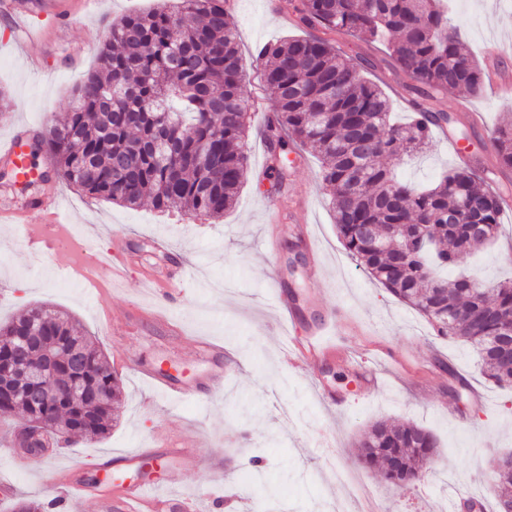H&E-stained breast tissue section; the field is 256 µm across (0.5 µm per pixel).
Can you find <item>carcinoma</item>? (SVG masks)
<instances>
[{"mask_svg":"<svg viewBox=\"0 0 512 512\" xmlns=\"http://www.w3.org/2000/svg\"><path fill=\"white\" fill-rule=\"evenodd\" d=\"M441 2L281 0V10L310 33L259 51L272 112L263 176L279 192L304 154L316 155L337 237L357 266L424 316L435 335L469 346L486 379L512 387V280L487 285L446 276L472 248L498 237L506 192L467 161L426 189L397 180L381 162L428 146L433 128L457 122L435 108L438 97L459 90L476 96L485 85L483 66L448 32ZM341 35L388 38L392 66L412 80V121L392 122L390 99L364 76L365 64L344 57ZM243 73L228 0H161L112 21L97 67L72 89L67 116L40 134V144L57 175L86 194L127 207L148 199L159 211L220 219L249 171ZM493 144L497 166L512 169V122L494 131ZM466 200L479 206L473 220L482 228L472 237L448 223ZM29 331L51 343L59 382L86 396L55 392L32 403L0 394V411L23 418L12 440L26 428L43 444L52 434L71 447L106 436L123 387L105 353L68 314L39 305L0 323L1 362ZM357 447L365 465L405 482L439 442L419 425L380 420Z\"/></svg>","mask_w":512,"mask_h":512,"instance_id":"obj_1","label":"carcinoma"}]
</instances>
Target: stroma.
I'll use <instances>...</instances> for the list:
<instances>
[{"mask_svg":"<svg viewBox=\"0 0 512 512\" xmlns=\"http://www.w3.org/2000/svg\"><path fill=\"white\" fill-rule=\"evenodd\" d=\"M156 4L100 0L96 15L76 11L62 21L46 19L45 36L32 47L45 62L40 75L28 73L20 53L0 42V88L14 103L9 123L0 124V139L18 125L46 127L63 119L71 88L97 64L96 53L80 52L85 26ZM231 5L246 74L243 95L250 105V169L235 206L223 218L164 215L147 203L121 206L57 177L36 192L56 196L68 210L54 230L64 252L50 248L33 255L22 234L0 223V322L37 303L67 311L82 331L96 337L124 390V405L110 433L97 442L59 449L56 461L82 470L102 455L127 452L157 437L175 440L196 427L206 437L194 460H156L151 479L165 484L167 493L196 499L200 512H247L257 492L280 500L283 512H331V504L345 497L357 498L359 512H447L452 487L484 501L487 512H499L487 471L494 453L512 451V388L486 381L474 352L436 336L424 317L357 267L336 235L330 191L316 157L293 169L283 212L270 220L265 207L270 183L260 177L266 165L261 115L270 100L257 82L261 63L256 55L262 45L301 30L284 20L279 0H231ZM448 22L461 24L464 45L485 67L512 74V0H450ZM338 45L348 58L369 60L368 77L390 98L397 120L409 121L411 96L405 79L388 64L385 42L366 44L343 36ZM493 45L499 49L494 59L487 54ZM438 107L454 115L456 125L446 138L435 139L429 152L403 158L400 174L417 184L436 181L458 164L456 145L492 166L494 150L468 115L482 113L493 128L512 102L488 85L475 97L444 96ZM302 221L312 229L314 250L286 249L285 241L296 240ZM158 235L168 237L174 256L188 269L180 336L168 335L149 319L148 309L160 300L142 294L145 274L164 265L150 246ZM267 237L274 238L275 249L263 256L257 243ZM107 252L130 263L127 280L111 291L90 290L55 275L57 267H75L88 254ZM465 266L485 283L512 277V214H502L498 242L481 248ZM278 291L297 308L294 324L282 323L272 306ZM324 321L331 340L365 356V367L377 380L371 397L363 395L361 375L338 360L299 372L288 367L284 352L290 339ZM201 337L224 343L228 376L223 394L175 403L156 395L138 376L140 365L157 366L180 380L203 376L209 362L197 351ZM453 370L458 373L454 379L449 376ZM381 419L433 430L441 442L434 465L448 469L452 485L393 484L366 468L356 444ZM256 454L265 459L261 480L252 487L235 482V473L247 470ZM340 469L359 476L366 498L337 483ZM58 495L55 471L0 447V512L19 497L55 503L54 512H99L93 497L62 503Z\"/></svg>","mask_w":512,"mask_h":512,"instance_id":"35a3bbf8","label":"stroma"}]
</instances>
